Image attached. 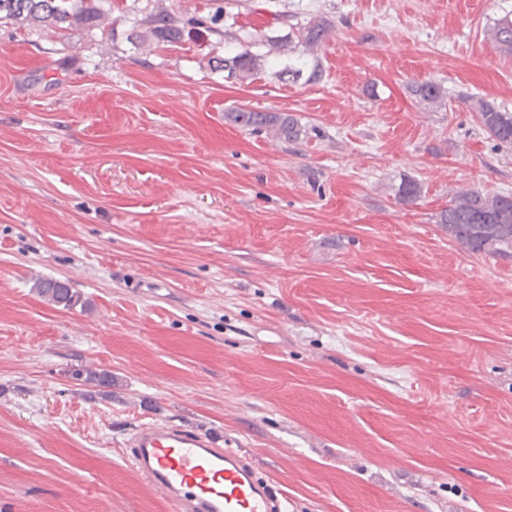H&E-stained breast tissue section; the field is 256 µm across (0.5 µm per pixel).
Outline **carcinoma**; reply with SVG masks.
<instances>
[{"instance_id":"obj_1","label":"carcinoma","mask_w":512,"mask_h":512,"mask_svg":"<svg viewBox=\"0 0 512 512\" xmlns=\"http://www.w3.org/2000/svg\"><path fill=\"white\" fill-rule=\"evenodd\" d=\"M115 5L110 0H0V22L27 23L50 30H69L88 26L100 20ZM157 43H177L184 35L200 36L207 32L224 40L228 34L197 17L177 18L165 9L152 8L135 21ZM332 25L325 19H316L283 36L266 38L269 49L264 54L252 51V42L236 38L238 50L222 59L221 69L227 78L244 82L262 69L265 61L272 63L284 49L298 54L306 63V56L315 53L329 38ZM490 38L504 51L512 54V13L497 19L489 29ZM412 93L427 104H440L445 99L442 88L433 82L412 87ZM479 120L487 133L504 144H512V112H503L493 103L483 101L478 107ZM230 119L253 134L265 133L285 142L307 135L299 119L288 112H255L239 109L230 113ZM420 185L407 179L400 184L399 196L405 202L417 200ZM439 223L448 226V234L474 254L507 257L512 254V194H484L478 190L456 191L448 208L439 216ZM38 293L56 306L74 309L83 306L82 295L68 283L52 279L40 280ZM75 380L84 379L99 387H112V373L106 370L72 373Z\"/></svg>"}]
</instances>
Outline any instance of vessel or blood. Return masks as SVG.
Here are the masks:
<instances>
[{
	"label": "vessel or blood",
	"mask_w": 512,
	"mask_h": 512,
	"mask_svg": "<svg viewBox=\"0 0 512 512\" xmlns=\"http://www.w3.org/2000/svg\"><path fill=\"white\" fill-rule=\"evenodd\" d=\"M130 463L176 512H287L285 498L257 475L253 457L175 426H139L125 443Z\"/></svg>",
	"instance_id": "b4317fda"
}]
</instances>
